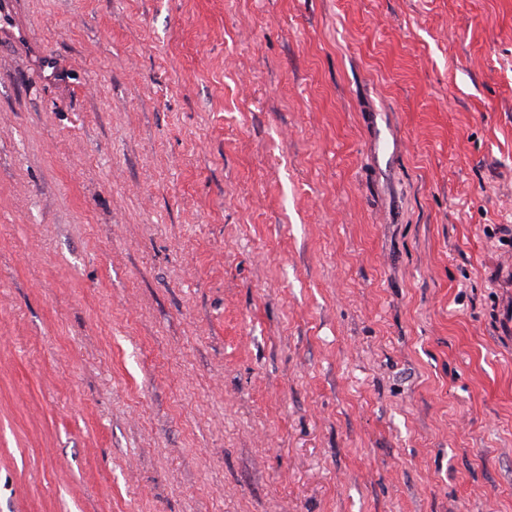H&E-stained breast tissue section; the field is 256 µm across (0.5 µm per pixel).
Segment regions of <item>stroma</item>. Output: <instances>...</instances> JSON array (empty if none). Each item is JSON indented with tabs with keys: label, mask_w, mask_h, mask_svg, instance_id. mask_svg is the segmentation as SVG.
Returning <instances> with one entry per match:
<instances>
[{
	"label": "stroma",
	"mask_w": 512,
	"mask_h": 512,
	"mask_svg": "<svg viewBox=\"0 0 512 512\" xmlns=\"http://www.w3.org/2000/svg\"><path fill=\"white\" fill-rule=\"evenodd\" d=\"M0 30V512H512V0Z\"/></svg>",
	"instance_id": "1"
}]
</instances>
